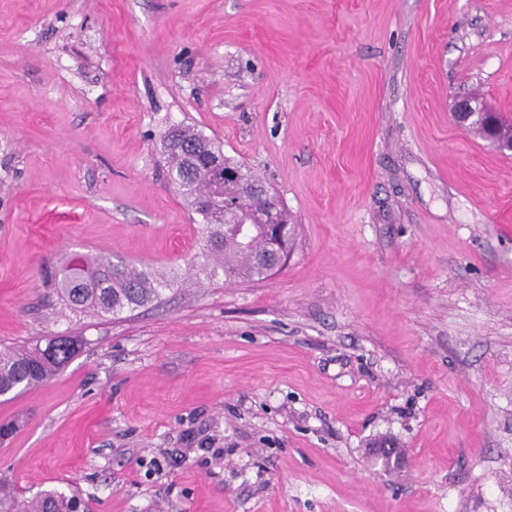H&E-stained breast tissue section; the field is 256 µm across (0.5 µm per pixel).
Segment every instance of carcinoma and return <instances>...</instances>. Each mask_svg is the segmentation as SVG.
Masks as SVG:
<instances>
[{
    "label": "carcinoma",
    "instance_id": "obj_1",
    "mask_svg": "<svg viewBox=\"0 0 512 512\" xmlns=\"http://www.w3.org/2000/svg\"><path fill=\"white\" fill-rule=\"evenodd\" d=\"M161 153L171 184L203 224L201 256L196 275L211 280L219 275L228 280H261L268 277L264 259L268 253L269 226L252 224L247 235L233 226L242 217L272 205L254 193L261 178L240 162L226 156L221 145L202 131L182 125L170 127L163 135ZM240 173L236 180L214 176L217 167ZM279 229L294 239L295 225L288 209L275 210ZM181 284L175 268L134 267L110 254H72L52 263L43 277L48 297L76 315L98 317L134 312L159 302L165 292ZM78 352L70 336H56L46 345L36 339L23 346L0 347V396L17 389H29L51 379ZM81 497L72 492L45 489L21 507L11 488L0 484V512H79Z\"/></svg>",
    "mask_w": 512,
    "mask_h": 512
}]
</instances>
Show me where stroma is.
Instances as JSON below:
<instances>
[{"instance_id":"1","label":"stroma","mask_w":512,"mask_h":512,"mask_svg":"<svg viewBox=\"0 0 512 512\" xmlns=\"http://www.w3.org/2000/svg\"><path fill=\"white\" fill-rule=\"evenodd\" d=\"M512 0H0V344L73 336L0 396V483L88 512H512ZM196 127L297 225L266 279H196L160 139ZM185 275L119 317L43 268ZM407 448L397 468L374 446ZM476 104L477 102L469 96L458 98L453 105V116L459 123L465 126H468V123L477 119L484 129L485 137L494 146L501 150L511 152L510 142H503L500 135L504 140L512 139V126L509 128L508 126L502 125L504 130L502 131L501 128V134L499 135L498 113L479 101L478 104L480 108H478Z\"/></svg>"}]
</instances>
